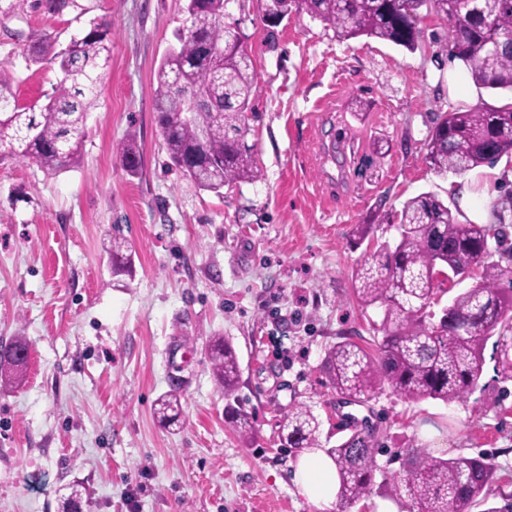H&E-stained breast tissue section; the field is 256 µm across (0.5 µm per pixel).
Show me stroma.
Instances as JSON below:
<instances>
[{
	"mask_svg": "<svg viewBox=\"0 0 512 512\" xmlns=\"http://www.w3.org/2000/svg\"><path fill=\"white\" fill-rule=\"evenodd\" d=\"M185 0H70L59 12L0 0V70L19 104H45L59 79L49 55L112 26V48L76 167L49 173L0 161V344L23 338L21 381L0 388V512H59L71 485L85 512H318L292 482L298 454L280 439L289 408L309 406L330 448L350 418L379 443L378 465L402 471L411 449L434 458L482 454L496 467L490 503L512 495V383L485 365L464 403L408 404L389 394L340 399L320 370L341 336L372 338L351 273L348 240L370 215L388 218L425 191L452 202L449 177L423 161L437 113L497 96L472 80L448 82L437 51L448 25L428 14L416 52L295 14L278 25L260 0L229 10L257 73L248 142L263 178L216 196L169 168L152 110L154 71L175 45ZM135 137L132 177L113 147ZM340 143V153L320 152ZM386 148L375 151V143ZM475 206L512 194V161L499 175L464 174ZM132 245L116 275L112 236ZM229 338L241 375L238 405L255 436L242 442L224 412L206 345ZM178 389V426L157 399Z\"/></svg>",
	"mask_w": 512,
	"mask_h": 512,
	"instance_id": "stroma-1",
	"label": "stroma"
}]
</instances>
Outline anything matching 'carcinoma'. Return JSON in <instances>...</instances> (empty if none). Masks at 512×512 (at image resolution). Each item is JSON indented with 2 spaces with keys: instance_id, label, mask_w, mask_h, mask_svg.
Instances as JSON below:
<instances>
[{
  "instance_id": "cac0c4a2",
  "label": "carcinoma",
  "mask_w": 512,
  "mask_h": 512,
  "mask_svg": "<svg viewBox=\"0 0 512 512\" xmlns=\"http://www.w3.org/2000/svg\"><path fill=\"white\" fill-rule=\"evenodd\" d=\"M233 0H186L187 25L175 37L178 46L161 59L152 101L172 166L198 189L223 194L224 188L262 179L255 145L247 142L248 112L257 80L243 56L245 35L228 11ZM443 19L457 15L441 49L461 59L481 88L512 94V46L494 49L492 39L512 36V5L484 8L479 0H264L265 16L286 18L304 11L341 39L366 36L420 48L421 9ZM61 79L48 102L17 104L9 76L0 73V159L33 160L57 172L79 161L84 124L99 96L101 70L110 59L108 25H91L57 56ZM425 162L436 174H465L512 154V104L458 108L437 119L427 136ZM116 154L130 176L141 169L140 151L132 141L116 145ZM512 198L492 208L494 223L458 220L433 192L406 200L396 235L363 253L352 272L353 295L363 310L382 313L374 330L381 339L357 341L348 336L325 349L321 370L336 395L365 403L387 391L405 403L426 399L445 404L466 401L479 387L487 342H492L496 377L512 381V246L506 245L507 213ZM499 260H493L494 255ZM112 272H132V253L116 243ZM473 266L478 284L452 298L435 313L441 297L460 283L458 269ZM465 320L469 333L456 334ZM28 350L21 340L0 346V380L19 373L17 355ZM208 355L227 412L243 440L252 438L251 415L230 404L239 388L240 364L232 343L221 336L209 340ZM160 421L178 424L180 396L171 390L157 402ZM282 430L288 447L298 451L321 447L320 422L306 405L289 409ZM337 497L350 507L374 491L376 462L372 433L357 426L333 448ZM494 465L485 457L435 459L413 449L403 470L383 475L403 488L409 512H512V495L504 504H488L485 490L493 482Z\"/></svg>"
}]
</instances>
